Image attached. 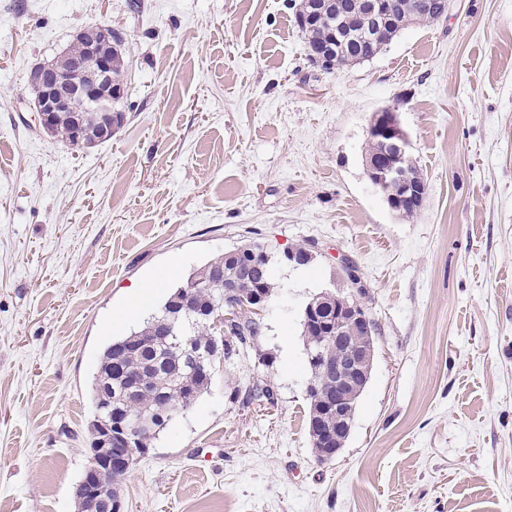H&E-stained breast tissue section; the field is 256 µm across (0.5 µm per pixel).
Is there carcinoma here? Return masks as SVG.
<instances>
[{
    "label": "carcinoma",
    "instance_id": "carcinoma-1",
    "mask_svg": "<svg viewBox=\"0 0 512 512\" xmlns=\"http://www.w3.org/2000/svg\"><path fill=\"white\" fill-rule=\"evenodd\" d=\"M395 23L384 38L367 41L359 26L350 27L344 39L336 41V25L341 23L337 9L332 8L319 20L298 24L307 43L310 62L326 72L352 67L375 57L397 32L420 22L436 19L435 14L417 9L421 0H395ZM324 55V62L315 56ZM234 287L245 298L264 289L272 297L276 283L273 263H266L255 251L243 255L233 263L226 254H219L193 270L187 279L167 296L159 312L137 330L112 340L103 349L91 384V400L107 410V403L99 392L100 379L112 370V414L120 418L112 421V433L120 434L117 426L130 424L140 416H151L171 423L177 414L172 403L194 406L208 392L212 384V362L195 363L173 345L174 338L190 340L195 344L210 341L213 330L209 323L196 318L197 309L208 308L215 313L222 309L224 288ZM320 316L328 319L335 314L336 294L325 293L313 299ZM260 324L250 314L238 316L235 329L224 335V363L231 365L250 347V339L258 336ZM322 388L308 393L307 425L312 448L320 453L327 443L314 425L315 408L323 401ZM232 399L249 405L254 400L275 402L276 393L263 381L237 387Z\"/></svg>",
    "mask_w": 512,
    "mask_h": 512
}]
</instances>
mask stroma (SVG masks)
Masks as SVG:
<instances>
[{"mask_svg": "<svg viewBox=\"0 0 512 512\" xmlns=\"http://www.w3.org/2000/svg\"><path fill=\"white\" fill-rule=\"evenodd\" d=\"M0 0V512H78L90 385L135 286L256 241L275 267L254 347L217 365L119 486L125 512H512V0H452L374 58L314 67L292 0ZM125 38L124 121L76 151L29 106L81 28ZM396 107L427 191L392 212L363 156ZM366 287L376 357L351 435L318 463L301 317ZM263 379L277 400L233 402Z\"/></svg>", "mask_w": 512, "mask_h": 512, "instance_id": "35a3bbf8", "label": "stroma"}]
</instances>
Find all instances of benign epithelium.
Masks as SVG:
<instances>
[{
	"label": "benign epithelium",
	"mask_w": 512,
	"mask_h": 512,
	"mask_svg": "<svg viewBox=\"0 0 512 512\" xmlns=\"http://www.w3.org/2000/svg\"><path fill=\"white\" fill-rule=\"evenodd\" d=\"M392 8V0H369V23L365 26L368 39L378 40L386 33ZM124 44V37L109 28L85 27L74 35L73 42L59 57L37 64L30 73V81L38 127L48 132L58 120L69 117L70 131L63 142L71 148L88 147L87 135L91 128L97 130L103 139L111 137L116 126V109L112 108V100L120 97V92L112 90L109 78L112 57ZM368 132L384 135L390 147V153L381 162L369 164L374 172L370 178L372 185L386 197L395 187H409L406 165L411 161L410 142L398 113L390 107L375 113ZM244 308L243 297L232 289H226L224 314L214 317L203 312L201 316L214 318V326L222 334L228 320ZM368 322L366 310L358 301L343 299L336 306V320L330 331L319 343L306 349L307 361L314 366V372L323 376L329 395V410L336 412V447L322 449V457L326 460L339 454L351 433L353 419L347 406L355 395V379L361 376L363 381H368L366 369L371 367L374 358L373 349L363 347L345 335V325L361 326ZM332 343L342 347L334 365L324 360V351ZM152 427L150 419L141 418L119 437L122 450L119 451L118 469L112 466L115 452L112 436H107L104 447L89 449L83 492L94 496L104 487L121 483L138 456L134 442L139 436L150 433Z\"/></svg>",
	"instance_id": "1"
}]
</instances>
